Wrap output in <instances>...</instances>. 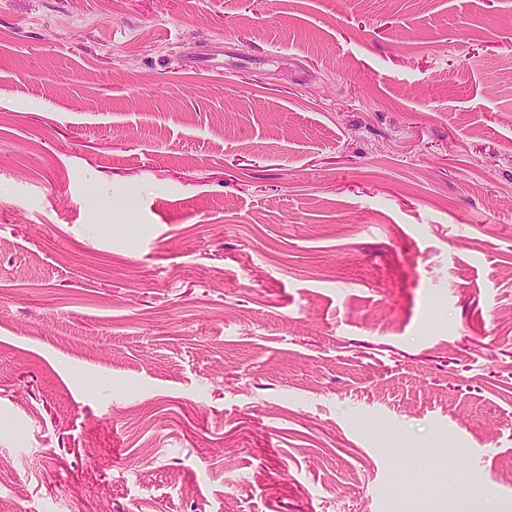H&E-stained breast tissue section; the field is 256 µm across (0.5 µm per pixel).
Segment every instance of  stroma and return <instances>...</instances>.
<instances>
[{"mask_svg":"<svg viewBox=\"0 0 512 512\" xmlns=\"http://www.w3.org/2000/svg\"><path fill=\"white\" fill-rule=\"evenodd\" d=\"M512 512V0H0V512ZM426 512H486V510L475 501L468 498L458 500H438L431 503Z\"/></svg>","mask_w":512,"mask_h":512,"instance_id":"obj_1","label":"stroma"}]
</instances>
